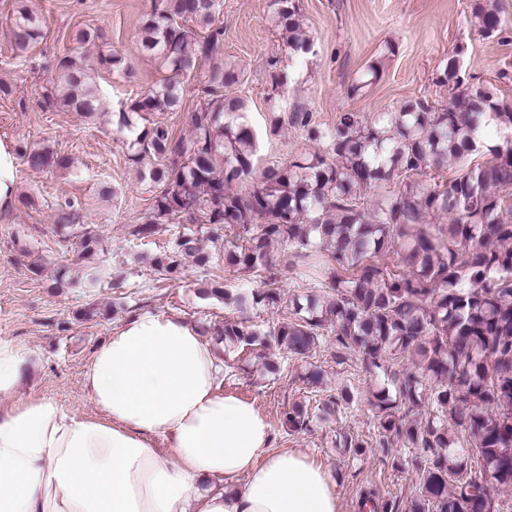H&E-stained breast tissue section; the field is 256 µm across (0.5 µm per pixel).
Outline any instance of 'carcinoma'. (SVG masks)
<instances>
[{
    "mask_svg": "<svg viewBox=\"0 0 512 512\" xmlns=\"http://www.w3.org/2000/svg\"><path fill=\"white\" fill-rule=\"evenodd\" d=\"M165 2L140 33L165 76L112 114L120 130L136 128L153 112L182 111L183 78L223 47V30L213 27L217 0ZM273 7L288 50L313 52L296 0H273ZM184 21L210 32L198 40ZM10 29L14 49L25 53L41 37L42 20L23 3ZM98 38L95 31L78 34L83 50L59 60L56 78L41 93L45 104L59 103L88 119L103 112L85 49ZM459 55L453 51L443 66L448 104L440 107L417 98L371 121L342 112L329 129L314 113L295 109L288 124L319 151L287 164L257 170L246 100L228 93L241 82L232 67L204 75L199 103L188 113V135L150 122L128 145V160L146 165L142 180L151 192L143 222L130 225L131 240L187 216L207 225L210 242L222 243L226 269L265 284L274 275L271 247L280 243L291 250L295 268L317 278L324 294L290 300L291 317L275 327L226 319L214 336L226 347L274 344L306 355L330 331L336 357L354 355L366 371L387 376L390 386L371 401L376 446L385 448L395 437L412 449L396 460L422 482L423 497L410 512H503L496 494L512 489V137L487 148L488 163L470 164L442 184L416 182L480 151L475 133L489 120L512 131V111L500 107L496 88L468 83ZM19 154L33 170L71 165L50 149L22 147ZM395 181L398 188L369 204L371 189ZM443 215L450 223L430 222ZM62 219L79 239L87 262L84 287L92 288L103 274L95 265L104 251L101 238L70 203ZM188 257L203 267L211 262L201 239L180 233L140 259L167 281L181 274ZM199 294L240 311L282 303L276 288L234 294L219 275ZM406 359L411 366L398 369ZM349 401L346 393L327 396L318 420ZM310 423L301 404L284 413L293 431ZM472 452L480 461L476 473L468 466Z\"/></svg>",
    "mask_w": 512,
    "mask_h": 512,
    "instance_id": "1",
    "label": "carcinoma"
}]
</instances>
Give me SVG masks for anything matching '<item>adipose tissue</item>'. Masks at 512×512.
Listing matches in <instances>:
<instances>
[{
	"mask_svg": "<svg viewBox=\"0 0 512 512\" xmlns=\"http://www.w3.org/2000/svg\"><path fill=\"white\" fill-rule=\"evenodd\" d=\"M30 352L0 339V512H337L327 470L273 445L181 319L145 310L95 349L90 417L13 398Z\"/></svg>",
	"mask_w": 512,
	"mask_h": 512,
	"instance_id": "adipose-tissue-1",
	"label": "adipose tissue"
}]
</instances>
